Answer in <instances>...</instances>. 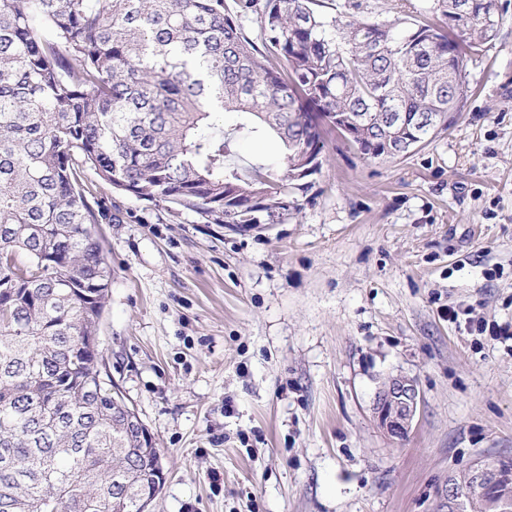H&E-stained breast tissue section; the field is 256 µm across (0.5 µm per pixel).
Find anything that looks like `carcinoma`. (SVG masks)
I'll list each match as a JSON object with an SVG mask.
<instances>
[{
	"mask_svg": "<svg viewBox=\"0 0 512 512\" xmlns=\"http://www.w3.org/2000/svg\"><path fill=\"white\" fill-rule=\"evenodd\" d=\"M320 0H0V512H141L157 448L90 342L111 284L98 189L206 224H280L324 132L389 160L462 111L497 0L328 17ZM253 18L252 38L243 20ZM235 115L226 130L215 121ZM282 166L243 173L242 135ZM459 512H512V458H487Z\"/></svg>",
	"mask_w": 512,
	"mask_h": 512,
	"instance_id": "1",
	"label": "carcinoma"
}]
</instances>
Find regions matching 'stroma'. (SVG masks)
Wrapping results in <instances>:
<instances>
[{"instance_id":"35a3bbf8","label":"stroma","mask_w":512,"mask_h":512,"mask_svg":"<svg viewBox=\"0 0 512 512\" xmlns=\"http://www.w3.org/2000/svg\"><path fill=\"white\" fill-rule=\"evenodd\" d=\"M497 3L453 124L388 161L331 137L284 223L104 193L99 342L163 458L151 512H441L449 475L512 458V0ZM396 377L420 391L402 438L374 413Z\"/></svg>"}]
</instances>
